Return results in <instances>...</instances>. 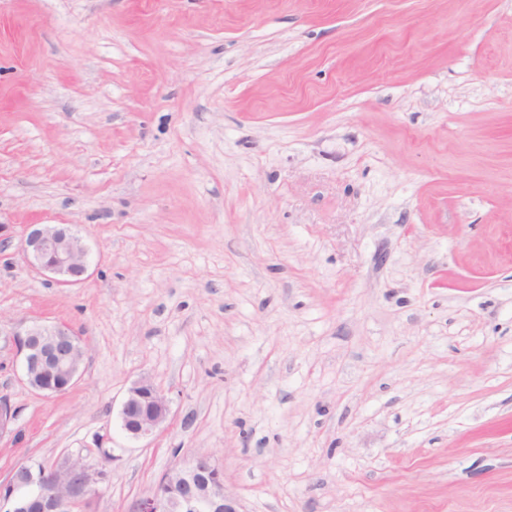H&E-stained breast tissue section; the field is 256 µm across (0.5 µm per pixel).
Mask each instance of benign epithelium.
I'll return each instance as SVG.
<instances>
[{"label": "benign epithelium", "mask_w": 512, "mask_h": 512, "mask_svg": "<svg viewBox=\"0 0 512 512\" xmlns=\"http://www.w3.org/2000/svg\"><path fill=\"white\" fill-rule=\"evenodd\" d=\"M30 266L63 286L87 278L90 263L83 239L69 224H31L21 239ZM21 357L24 382L44 396L72 388L82 375L84 348L80 336L62 323H19L5 337ZM170 399L151 380L133 383L121 408L123 429L134 439L152 436L168 419ZM17 410L0 397V438L12 433ZM107 478L105 469L81 459L47 466L27 461L0 483V512H75ZM135 512H238L224 494V474L206 454L163 474L154 491Z\"/></svg>", "instance_id": "1"}]
</instances>
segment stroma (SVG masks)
Returning a JSON list of instances; mask_svg holds the SVG:
<instances>
[{
	"instance_id": "1",
	"label": "stroma",
	"mask_w": 512,
	"mask_h": 512,
	"mask_svg": "<svg viewBox=\"0 0 512 512\" xmlns=\"http://www.w3.org/2000/svg\"><path fill=\"white\" fill-rule=\"evenodd\" d=\"M0 224V329L85 352L47 398L0 348V479L107 448L85 512H134L204 453L241 512H512V0H0ZM29 229L20 246L30 266L63 286L88 277V250L71 225L30 224ZM170 399L151 380L133 383L121 408L123 429L134 439L152 436L168 419Z\"/></svg>"
}]
</instances>
